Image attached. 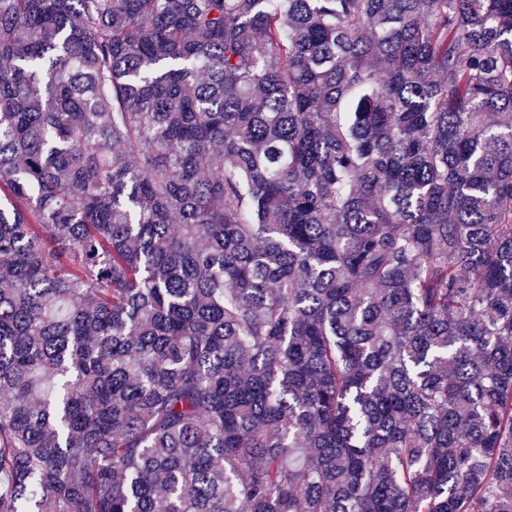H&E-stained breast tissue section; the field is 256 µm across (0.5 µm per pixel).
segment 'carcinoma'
<instances>
[{
  "label": "carcinoma",
  "instance_id": "cac0c4a2",
  "mask_svg": "<svg viewBox=\"0 0 512 512\" xmlns=\"http://www.w3.org/2000/svg\"><path fill=\"white\" fill-rule=\"evenodd\" d=\"M0 512H512V0H0Z\"/></svg>",
  "mask_w": 512,
  "mask_h": 512
}]
</instances>
